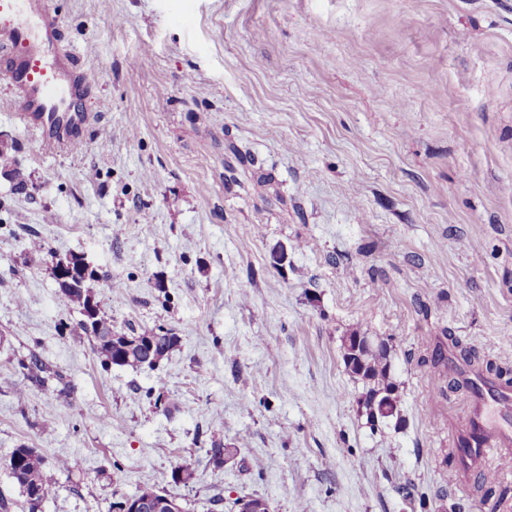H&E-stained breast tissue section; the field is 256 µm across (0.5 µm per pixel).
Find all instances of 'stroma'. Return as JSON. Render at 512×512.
Instances as JSON below:
<instances>
[{"mask_svg":"<svg viewBox=\"0 0 512 512\" xmlns=\"http://www.w3.org/2000/svg\"><path fill=\"white\" fill-rule=\"evenodd\" d=\"M51 6L91 121L82 150L46 154L0 77V144L29 176L0 171L10 512H28L6 469L23 443L56 483L41 512H109L144 485L189 512L217 494L224 512H492L450 463L468 396L448 383L467 352L512 370V0ZM69 254L113 329L171 328L180 348L102 367L53 274ZM352 330L389 342L399 424L359 409ZM32 352L59 381L28 385ZM215 437L239 448L221 467Z\"/></svg>","mask_w":512,"mask_h":512,"instance_id":"1","label":"stroma"}]
</instances>
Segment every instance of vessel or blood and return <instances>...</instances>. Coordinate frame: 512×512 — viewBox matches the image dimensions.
Listing matches in <instances>:
<instances>
[{"mask_svg":"<svg viewBox=\"0 0 512 512\" xmlns=\"http://www.w3.org/2000/svg\"><path fill=\"white\" fill-rule=\"evenodd\" d=\"M60 20L48 0H0V73L13 96V113L49 153L79 147L78 129L90 116L76 100L87 76L60 47ZM465 427L456 440L464 463L485 476L512 473V386L473 375Z\"/></svg>","mask_w":512,"mask_h":512,"instance_id":"obj_1","label":"vessel or blood"}]
</instances>
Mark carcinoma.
<instances>
[{
	"label": "carcinoma",
	"instance_id": "cac0c4a2",
	"mask_svg": "<svg viewBox=\"0 0 512 512\" xmlns=\"http://www.w3.org/2000/svg\"><path fill=\"white\" fill-rule=\"evenodd\" d=\"M0 161L8 168L9 175L17 189L23 190L27 186L25 170L19 166L9 154L7 146L0 147ZM63 301L74 304L80 308L82 319L77 327L84 335L93 342V352L100 359L102 366H130L133 368L143 367V360L149 354L156 355V361L170 356L178 350L180 339L176 334L167 332L163 334V344L150 349L147 345L130 347L123 345L118 347L124 335L116 338L111 337L112 319L108 318L101 309H96L94 314H89L87 296L90 290H71L60 288ZM360 342V348H355V342ZM343 360L346 368L352 376L362 381L366 390V398L361 403L365 410L368 422L376 426L384 420L393 417L400 419L399 398L396 395L397 388L393 381L392 365L389 359V352L383 342L374 343L366 336L359 335L353 330L344 337ZM18 367L24 377L33 386L43 387L50 379L56 376L52 370L39 356L30 353L28 356L18 360ZM380 395L393 400L394 406L389 413L384 412L378 405L374 404V397ZM236 455L238 449L226 448L221 440L211 441L207 449L209 462L218 466L223 464L224 455ZM7 469L13 482L19 487L25 497L28 512H38L43 502L54 493V484L43 468V459L37 450L22 444L15 448L8 460ZM140 501L159 504L168 498V494L159 490L153 485L141 487L135 494Z\"/></svg>",
	"mask_w": 512,
	"mask_h": 512
}]
</instances>
